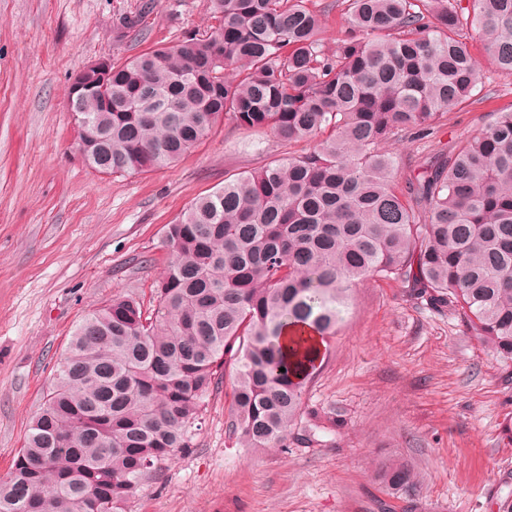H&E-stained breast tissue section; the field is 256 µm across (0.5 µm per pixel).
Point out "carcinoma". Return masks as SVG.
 I'll return each mask as SVG.
<instances>
[{
  "instance_id": "carcinoma-1",
  "label": "carcinoma",
  "mask_w": 512,
  "mask_h": 512,
  "mask_svg": "<svg viewBox=\"0 0 512 512\" xmlns=\"http://www.w3.org/2000/svg\"><path fill=\"white\" fill-rule=\"evenodd\" d=\"M212 2L208 32L112 68V106L83 94L87 164L172 167L225 120L315 144L225 179L165 225L149 307L122 295L82 318L0 478V512H126L143 480L194 448L225 382L237 443L288 447L320 350L284 330L328 341L370 276L450 308L512 365V112L402 187L389 149L433 135L473 96L469 39L512 78V0H343L348 30L333 46L309 0ZM376 477L414 485L400 460Z\"/></svg>"
}]
</instances>
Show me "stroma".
Segmentation results:
<instances>
[{
    "label": "stroma",
    "instance_id": "obj_1",
    "mask_svg": "<svg viewBox=\"0 0 512 512\" xmlns=\"http://www.w3.org/2000/svg\"><path fill=\"white\" fill-rule=\"evenodd\" d=\"M143 0H0V477L23 448L67 342L113 297L150 301L167 252L163 228L190 203L291 148L226 122L173 167L105 176L85 165L67 106L71 75L120 63L214 26L211 0H152L139 33L120 20ZM482 80L432 137L394 144L396 181L512 111L483 43ZM315 442L240 447L231 399L215 389L188 454L147 479L127 512H402L377 465L417 476L413 512H504L512 504V366L451 310L367 278L304 397Z\"/></svg>",
    "mask_w": 512,
    "mask_h": 512
}]
</instances>
